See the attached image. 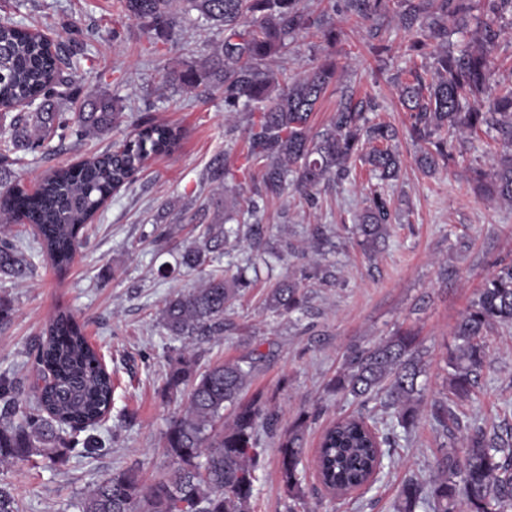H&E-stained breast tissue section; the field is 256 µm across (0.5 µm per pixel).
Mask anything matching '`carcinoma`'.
<instances>
[{
	"mask_svg": "<svg viewBox=\"0 0 512 512\" xmlns=\"http://www.w3.org/2000/svg\"><path fill=\"white\" fill-rule=\"evenodd\" d=\"M189 4L206 21L219 27L224 38L202 62L185 61L166 72L171 84L192 91L204 84L224 96V111L250 112L246 161L233 170L224 162L214 172L235 181L259 166L258 177L246 195L225 204L224 215L185 245L180 266L200 276V284L165 297L158 325L169 336L184 340L174 359L165 390H188L181 414L164 434V450L176 468L171 476L144 484L131 470H121L98 483L79 504V512H253L255 485L262 457V434L271 430L274 417L262 396L238 404L260 358L251 355L199 370L196 351L211 336H222L224 313L250 287L243 272L230 277L206 271L208 263L224 255L230 239L241 236V225L230 221L241 213L258 217L267 202L292 186L305 202L318 205L320 186L342 181L366 168L382 182L398 176L403 158L398 151L399 130L391 124L372 123L364 109L342 94L336 111L320 129L311 116L329 87L337 82L336 61L323 60L280 84L268 61L288 54L301 33L316 29L333 47L343 35L336 27L322 29V19L300 7L301 0H123L125 13L142 24L149 43L175 36L177 2ZM346 22L374 25L394 11L410 35L409 50L436 48L435 71L429 79L414 70L401 85V100L408 114L407 133L419 146L414 163L433 173L454 157L460 138L480 132L497 134L501 152L487 171H474V190L489 199L512 205V78L494 79L495 51L512 26V0H483L482 14H473L471 0H328ZM465 34L477 44L448 47L449 31ZM72 73L61 56L49 52L30 29L17 22L0 23V105L36 101L72 90ZM123 107L98 96L89 112H77L72 121L55 112L15 115L10 138L0 139V164L9 152L40 147L55 137L85 139L121 123ZM182 133L168 124L142 122L120 151L107 150L76 166L50 173L30 192L18 184L0 185V222L35 224L42 251L64 271L72 263L84 226L92 223L112 191L135 179L153 155L171 154ZM392 214L380 188L371 191L354 225L361 244L373 251L389 236ZM312 247L334 248L326 228L316 225ZM30 263L8 237L0 238V275L19 278ZM308 276L285 277L268 294L267 311L282 316L304 312ZM512 326V263L501 264L478 289L455 329L457 344L448 355L449 392L470 397L489 362L485 341L488 328ZM36 364L49 380L32 390L33 405L16 409L19 391L0 378V463L40 456L53 463L71 450L64 433H81L111 409L114 393L111 373L88 342L81 325L69 313H58L45 331ZM424 364L416 337L397 332L347 356L329 390L349 394L363 403L378 401L393 411L397 425L409 431L420 419L423 387L418 379ZM235 407L224 425V408ZM453 413L436 402L431 418L443 432ZM299 419L279 443L280 475L294 500L303 497V430ZM392 427L375 417L343 418L326 430L317 455L321 482L345 496L368 484L383 459L397 447ZM430 480L407 479L399 491L396 512H512V424L466 430L460 450L445 451Z\"/></svg>",
	"mask_w": 512,
	"mask_h": 512,
	"instance_id": "1",
	"label": "carcinoma"
}]
</instances>
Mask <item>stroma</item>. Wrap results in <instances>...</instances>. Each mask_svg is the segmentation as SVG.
<instances>
[{"label": "stroma", "instance_id": "1", "mask_svg": "<svg viewBox=\"0 0 512 512\" xmlns=\"http://www.w3.org/2000/svg\"><path fill=\"white\" fill-rule=\"evenodd\" d=\"M38 27L51 35L77 68L74 97H51V112H82L88 93L117 99L124 120L118 128L84 140H52L48 147L19 151L0 166V179L33 185L51 169L70 166L131 136L135 121L146 117L180 129L171 154L147 161L133 183L114 193L83 232L74 263L58 273L34 235L21 224L1 228L18 237L31 263L25 279L0 278V298L13 316L0 324V375L30 391L38 373L33 353L58 311H69L83 325L89 342L112 373V409L92 436L101 441L90 451L76 444L64 462L35 457L0 464V483L18 496L21 512H79L78 500L113 472L134 469L152 483L170 476L175 465L163 449L170 420L180 414L186 394L166 397L162 386L181 349L180 338L157 325V312L169 294L198 285L196 275L179 268L187 240L211 223L224 206V182L213 175L219 159L238 166L246 154L250 115L227 113L221 93L198 87L187 92L165 81L166 71L184 60L211 54L222 31L198 12L178 15L177 39L150 48L136 20L125 17L119 0H0V20ZM410 37L396 21L385 20L377 37L367 29L347 31L328 47L320 38L299 35L287 57L271 67L288 81L324 55H332L340 80L329 88L311 123L321 127L336 110L342 88L355 100L374 103L371 118L405 127L399 84L423 58L407 49ZM387 45L376 58L371 43ZM404 164L389 194L393 214L384 249L366 256L349 232L365 205L369 173L322 186L317 207L290 191L269 202L261 219L259 245L241 242L217 262L233 274L248 266L257 251L292 244L296 252L260 267L257 277L227 312L234 328L204 341L201 365L260 353L261 361L240 397L248 403L264 394L278 415L275 432L263 435L264 452L253 500L254 512H393L406 479L428 474L451 437H445L429 413L409 432L375 483L344 498L327 494L313 468L303 473L304 501L292 500L280 479L278 442L299 416H306L304 448L314 457L320 437L336 418L380 413L378 402L361 404L328 391L327 384L348 351L378 344L399 331L416 336L422 351L426 403L448 402L459 417L461 434L469 424H503L512 411V327L489 332L490 362L470 399L448 393L449 353L455 327L496 264L512 261V205L475 196L472 169L488 168L498 152L492 138L467 140L462 153L432 176L413 162L414 147L401 138ZM323 224L336 244L320 254L310 246V230ZM175 227L172 239H159L163 227ZM336 266L335 284L322 283L315 270ZM169 270L159 277V267ZM307 270L308 312L275 316L264 299L285 273Z\"/></svg>", "mask_w": 512, "mask_h": 512}]
</instances>
